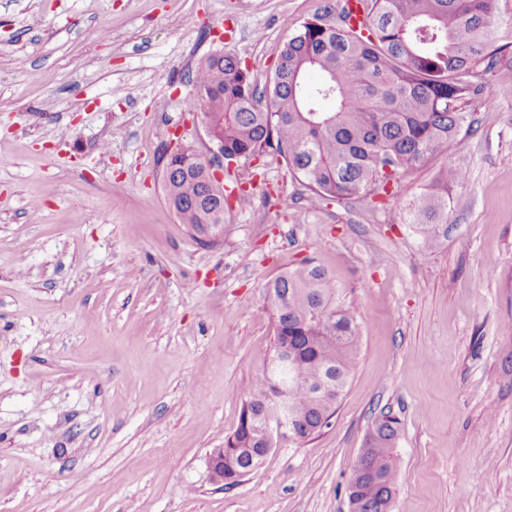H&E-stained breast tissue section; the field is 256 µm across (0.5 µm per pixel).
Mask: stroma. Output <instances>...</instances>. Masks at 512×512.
Wrapping results in <instances>:
<instances>
[{
	"instance_id": "stroma-1",
	"label": "stroma",
	"mask_w": 512,
	"mask_h": 512,
	"mask_svg": "<svg viewBox=\"0 0 512 512\" xmlns=\"http://www.w3.org/2000/svg\"><path fill=\"white\" fill-rule=\"evenodd\" d=\"M323 0H0V512H348L380 412L400 421L390 512H512V82L396 196L310 208L283 158L203 245L170 208L164 126L208 55L265 78ZM463 165L448 238L407 206ZM311 262L361 345L328 428L278 437L231 488L207 460L269 362L266 291Z\"/></svg>"
}]
</instances>
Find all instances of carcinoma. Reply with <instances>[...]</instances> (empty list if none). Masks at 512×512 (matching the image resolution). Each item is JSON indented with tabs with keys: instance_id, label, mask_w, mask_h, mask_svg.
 <instances>
[{
	"instance_id": "obj_1",
	"label": "carcinoma",
	"mask_w": 512,
	"mask_h": 512,
	"mask_svg": "<svg viewBox=\"0 0 512 512\" xmlns=\"http://www.w3.org/2000/svg\"><path fill=\"white\" fill-rule=\"evenodd\" d=\"M367 21L353 26L345 6L327 3L285 42L276 71L259 84L236 58L212 56L190 82L189 108L210 113L224 153H274L307 190V201L350 200L374 186L386 190L400 174L446 153L475 119L465 107L488 103L483 74L512 77V60L495 47L492 0H363ZM316 70L321 80L304 83ZM167 176L183 207L177 215L203 242L224 223L217 189L200 173L197 153L170 158ZM468 180L450 164L408 205L409 223L430 251L448 237L452 190ZM328 274L304 266L278 277L267 290L277 334L270 363L244 401L236 430L225 439L239 449L245 474L250 448L269 445L266 422L278 408L262 400L282 386L302 437L330 424L337 404L315 399L321 382L341 400L360 347L356 318L330 308ZM372 447L358 458L347 489H356L359 512H389L398 476L399 420L380 413L370 430Z\"/></svg>"
}]
</instances>
